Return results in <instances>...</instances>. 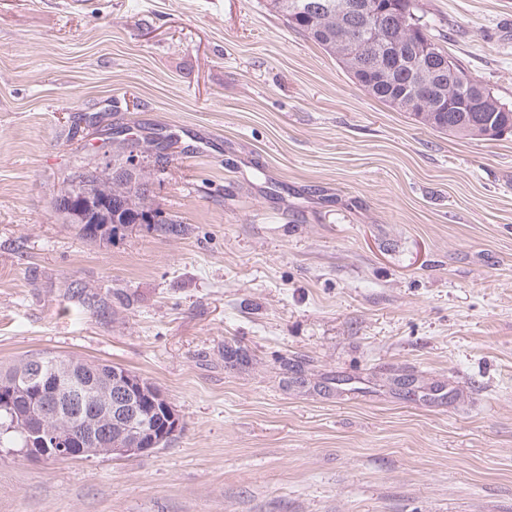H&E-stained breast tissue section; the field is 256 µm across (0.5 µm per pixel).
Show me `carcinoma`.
Segmentation results:
<instances>
[{
  "label": "carcinoma",
  "instance_id": "cac0c4a2",
  "mask_svg": "<svg viewBox=\"0 0 512 512\" xmlns=\"http://www.w3.org/2000/svg\"><path fill=\"white\" fill-rule=\"evenodd\" d=\"M355 2L357 0H267V5L290 26L302 31L335 57L369 95L403 111L406 101L419 94L413 67L407 64L412 56L405 54V62L387 74L373 66L362 65L348 46L356 45L362 57L375 60L379 55V40L368 39L358 30L349 28L348 18ZM375 2L378 9L388 4L407 19L406 28L401 31L383 33L385 40H421L432 47L435 62L444 58L450 60V67L445 69L448 81L445 107L440 112L408 111L416 122L459 137L494 139L512 133V105L500 101L491 88L481 85L482 94L477 105L470 104L465 97L466 87L476 81V77L451 59L443 45L430 34L428 25L418 15L416 0ZM112 192V199L120 201V205L112 209L115 225L160 223L166 233L178 235L182 232L180 225L160 219V211L153 208V203L141 204V200L149 197L148 187L140 188L125 182L113 185ZM113 369L115 366L99 362L74 365L70 356L43 352L22 358L1 370L0 377L18 378V395L12 406L0 409V448L28 447V435L22 425L29 420L34 396L42 394L47 402L63 407L72 390H98L103 380L112 377ZM145 420L146 430L156 433L162 430L168 420L163 404H158ZM91 423L89 417H76L71 413L54 420L51 426H62L84 440L88 438Z\"/></svg>",
  "mask_w": 512,
  "mask_h": 512
}]
</instances>
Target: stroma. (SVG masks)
<instances>
[{
	"label": "stroma",
	"mask_w": 512,
	"mask_h": 512,
	"mask_svg": "<svg viewBox=\"0 0 512 512\" xmlns=\"http://www.w3.org/2000/svg\"><path fill=\"white\" fill-rule=\"evenodd\" d=\"M512 104V0H418ZM147 149L181 235L53 203ZM130 369L181 429L0 459V512H512V134L370 96L266 0H0V369Z\"/></svg>",
	"instance_id": "35a3bbf8"
}]
</instances>
